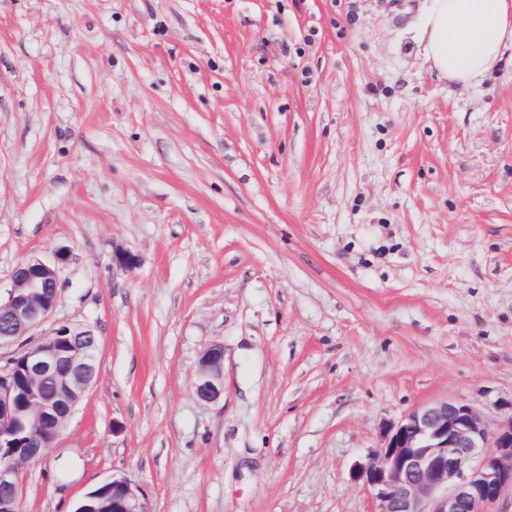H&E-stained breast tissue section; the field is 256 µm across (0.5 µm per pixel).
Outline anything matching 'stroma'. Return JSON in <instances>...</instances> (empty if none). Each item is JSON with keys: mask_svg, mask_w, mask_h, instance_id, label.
<instances>
[{"mask_svg": "<svg viewBox=\"0 0 512 512\" xmlns=\"http://www.w3.org/2000/svg\"><path fill=\"white\" fill-rule=\"evenodd\" d=\"M422 4L0 0V295L66 250L51 321L100 341L22 512L115 475L150 512H373L387 425L512 414V65L440 76ZM193 394L204 405L224 398V346L215 343L202 352L193 383Z\"/></svg>", "mask_w": 512, "mask_h": 512, "instance_id": "35a3bbf8", "label": "stroma"}]
</instances>
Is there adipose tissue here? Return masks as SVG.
I'll return each mask as SVG.
<instances>
[{"mask_svg":"<svg viewBox=\"0 0 512 512\" xmlns=\"http://www.w3.org/2000/svg\"><path fill=\"white\" fill-rule=\"evenodd\" d=\"M418 37L442 76L480 85L512 56V0H426Z\"/></svg>","mask_w":512,"mask_h":512,"instance_id":"obj_1","label":"adipose tissue"}]
</instances>
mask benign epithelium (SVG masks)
Wrapping results in <instances>:
<instances>
[{
    "label": "benign epithelium",
    "instance_id": "obj_1",
    "mask_svg": "<svg viewBox=\"0 0 512 512\" xmlns=\"http://www.w3.org/2000/svg\"><path fill=\"white\" fill-rule=\"evenodd\" d=\"M68 259L32 257L0 297V512H20V473L67 426L97 377L98 339L62 324L30 339L54 312L58 267ZM198 402L224 399V345L202 352L193 383ZM371 492L373 512H492L512 495V416L488 427L463 399L415 408L390 425L381 448L351 471ZM112 487V512H149L141 488L124 476Z\"/></svg>",
    "mask_w": 512,
    "mask_h": 512
}]
</instances>
